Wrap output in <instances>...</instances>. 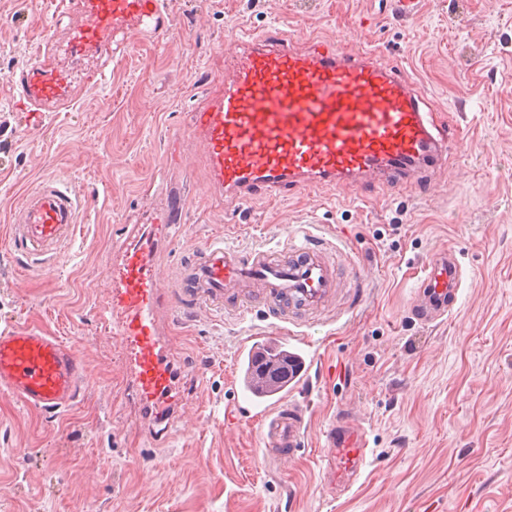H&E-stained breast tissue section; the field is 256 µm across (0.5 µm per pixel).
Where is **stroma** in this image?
Returning <instances> with one entry per match:
<instances>
[{
  "instance_id": "35a3bbf8",
  "label": "stroma",
  "mask_w": 512,
  "mask_h": 512,
  "mask_svg": "<svg viewBox=\"0 0 512 512\" xmlns=\"http://www.w3.org/2000/svg\"><path fill=\"white\" fill-rule=\"evenodd\" d=\"M168 0L160 39L132 38L105 84L65 112L18 110L9 77L58 31L57 6L0 0V325H33L77 346L88 380L52 416L0 394V512H512V0ZM276 24L370 42L402 61L442 119L471 140L451 154L439 192L391 184L351 201L332 188L247 202L214 196L190 114L220 87L234 27ZM85 208L56 259L26 264L5 246L11 212L45 176ZM186 198L155 259L169 282L204 244L282 251L304 227L365 269L357 288L300 328L255 309L172 311L181 386L161 440L137 428L121 348L103 322L112 264L137 222ZM456 252L463 288L452 315L420 324L410 298L433 252ZM297 336L315 355L295 394L309 446L273 468L259 419L226 427L242 379V338ZM360 422L372 453L333 493L323 432L337 412Z\"/></svg>"
}]
</instances>
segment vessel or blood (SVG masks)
<instances>
[{
  "instance_id": "obj_1",
  "label": "vessel or blood",
  "mask_w": 512,
  "mask_h": 512,
  "mask_svg": "<svg viewBox=\"0 0 512 512\" xmlns=\"http://www.w3.org/2000/svg\"><path fill=\"white\" fill-rule=\"evenodd\" d=\"M61 6L79 17L68 32L74 56L107 59L131 36L157 39L170 27L165 0H62ZM105 79L104 71L78 77L35 55L10 82L23 111L55 112L74 99L78 84ZM188 132L204 146L212 193L241 201L317 187L357 194L393 182L417 187L446 165L449 151L470 150L466 138L439 123L400 61L382 60L363 42L316 39L302 48L278 26L259 34L242 30L225 46L223 86L192 112ZM184 205L182 195L172 196L153 212L152 231L127 243L104 307L130 385L151 412L143 425L150 438L164 434L175 401L174 363L163 336L168 305L204 304L239 316L260 304L279 321L298 324L320 315L340 286L329 244L308 236L278 257L206 244L178 288H162L157 245L180 222ZM78 212L63 176L42 179L13 214V251L45 264L73 237ZM462 283L456 254H434L412 312L424 323L447 317ZM304 381L301 374L286 380L275 404L248 394L235 406V414L246 411L266 424L263 456L281 461L307 447L308 409L292 398ZM85 382L77 347L37 327L0 328L1 393L28 408L62 413ZM324 437L332 450L324 475L332 488L348 491L370 453L364 430L345 413Z\"/></svg>"
}]
</instances>
